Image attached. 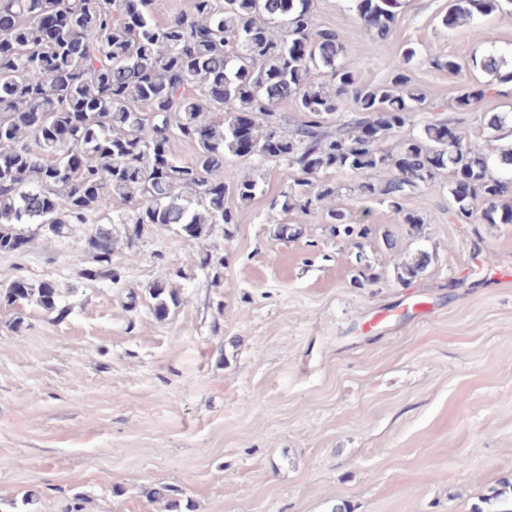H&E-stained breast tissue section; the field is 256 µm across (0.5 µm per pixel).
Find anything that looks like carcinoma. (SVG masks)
Here are the masks:
<instances>
[{
	"mask_svg": "<svg viewBox=\"0 0 512 512\" xmlns=\"http://www.w3.org/2000/svg\"><path fill=\"white\" fill-rule=\"evenodd\" d=\"M355 11L376 39L389 37L404 0H355ZM512 0H453L445 25L487 16ZM157 0H0V250L13 251L23 226L45 224L61 236L106 208L116 221L177 225L201 236L209 224H235L224 205L251 201L255 178L238 179L230 160L278 161L295 170L269 209L308 212L336 196L327 174L394 171L387 182L357 184L361 198H379L404 224L421 218L406 208L416 189L444 170L455 217L471 224H512V177L496 176L490 157L450 129L459 118L435 119L417 134L385 147L414 112H434L413 87L406 65L384 84L361 83L348 61L352 47L321 25L311 0H192V11L161 23ZM474 67L499 85L512 83L506 57L491 51ZM323 80H317L318 75ZM485 90L460 87L467 110ZM293 98L301 120L287 130L280 102ZM350 114L340 118L347 105ZM193 146L187 162L171 145ZM485 208L475 214V201ZM336 235L354 231L346 211L331 206ZM98 263L110 262L112 232L91 235ZM163 317L182 301L179 289L158 280L147 290ZM7 303L26 301L57 310L58 291L43 282L13 285ZM171 487L145 495L167 512H192Z\"/></svg>",
	"mask_w": 512,
	"mask_h": 512,
	"instance_id": "obj_1",
	"label": "carcinoma"
}]
</instances>
